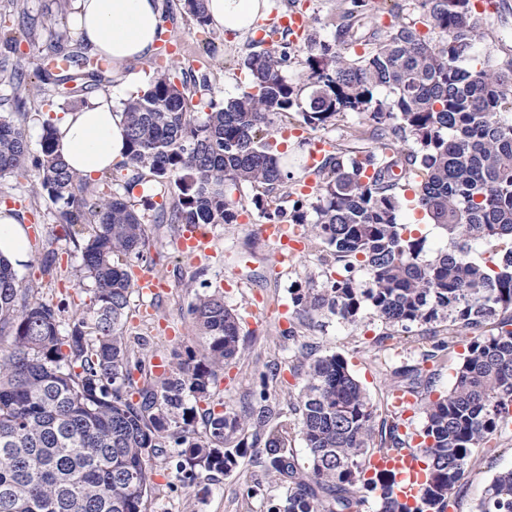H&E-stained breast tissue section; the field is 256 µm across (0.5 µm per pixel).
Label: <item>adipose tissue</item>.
<instances>
[{
    "label": "adipose tissue",
    "instance_id": "adipose-tissue-1",
    "mask_svg": "<svg viewBox=\"0 0 512 512\" xmlns=\"http://www.w3.org/2000/svg\"><path fill=\"white\" fill-rule=\"evenodd\" d=\"M79 36L94 54L108 57L113 68L144 60L155 51L163 24L159 0H74ZM269 8V0H208L212 26L234 35L248 33ZM59 151L67 164L93 180L126 155V121L111 98L63 113L55 123ZM0 258L13 268L31 260L27 228L15 210L0 206Z\"/></svg>",
    "mask_w": 512,
    "mask_h": 512
}]
</instances>
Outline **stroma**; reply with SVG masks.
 I'll return each instance as SVG.
<instances>
[{
  "label": "stroma",
  "mask_w": 512,
  "mask_h": 512,
  "mask_svg": "<svg viewBox=\"0 0 512 512\" xmlns=\"http://www.w3.org/2000/svg\"><path fill=\"white\" fill-rule=\"evenodd\" d=\"M54 0H0V60L8 59L25 77L21 93L0 85V115L18 120L26 134L31 154H38L44 122L54 120L55 108L44 105L43 84L36 69L43 61L50 32L62 34L66 44L82 50L74 13L56 22L54 28L44 24L47 7ZM484 10L486 37L477 45L479 61L500 60L512 55V0H478ZM166 35L176 47L174 59L188 78L207 75L211 97L225 100L247 90L250 77L244 60L251 50L252 35L235 36L217 30L197 33L184 15H176L166 23ZM149 60L127 63L123 73L112 82L89 87L85 100L99 95L112 96L115 103L126 100L131 91L150 75ZM279 150L287 151L288 187L277 188L268 196L270 207L290 208L293 200L286 190L308 183L305 169L311 147L312 131L295 123L292 115H278L271 128ZM252 191L243 186L232 197L244 204L236 223L210 227L212 237L209 255L191 259L180 249L183 234L171 224L151 223L147 226L156 260L154 274L167 283L159 295L133 294L130 306L133 317L128 325L130 336L139 337L149 360H170L173 352H186L194 347V329L188 306L195 293L223 292L225 303L240 315L241 355L226 366L215 390L214 400L235 408L254 402L259 383H266L268 403L274 412L289 413L302 385L291 371L302 348H312L319 355H344L353 375L364 385L376 406L377 417H384L389 396L390 369L419 360L417 350L402 344L386 353L375 345L381 325L371 309H364L359 325L353 326L334 317L326 318L323 327L304 330L294 338L284 337L293 312L289 290L312 281L322 284L327 267L319 246L276 261V247L261 233L262 215L250 208ZM0 205L20 212L29 229L32 260L19 279L33 284L46 301H67L69 312H76L90 299L78 283L82 238L66 236L56 222L58 206L36 190L32 179L0 178ZM54 258L53 275H45V258ZM512 468V426L492 440L474 463L465 485L460 490L459 512H469L480 498L486 481L493 473ZM262 480L264 499L246 496L254 480ZM279 484L265 478L259 460L241 459L238 468L227 475L201 473L196 483L180 482L173 470L158 468L153 478L147 512H267V503L280 496Z\"/></svg>",
  "instance_id": "obj_1"
}]
</instances>
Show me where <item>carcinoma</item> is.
I'll use <instances>...</instances> for the list:
<instances>
[{"label":"carcinoma","instance_id":"carcinoma-1","mask_svg":"<svg viewBox=\"0 0 512 512\" xmlns=\"http://www.w3.org/2000/svg\"><path fill=\"white\" fill-rule=\"evenodd\" d=\"M207 0H180L181 13L207 31ZM419 17L398 13L384 28L373 24V0H344L336 18V47L303 36L282 37L249 55L251 90L226 101L210 99L195 114L178 65L160 69L148 87L123 103L127 165L120 180L110 171L92 185L74 173L43 126L40 154L30 158L25 132L0 117V177H25L34 168L38 188L61 204L58 221L74 236L92 232L81 249L80 273L91 283L90 303L60 330V313L32 284L0 259V512H146L153 489L152 461L178 449L176 478L194 482L196 469L229 474L248 455L265 457L283 488L268 512H360L363 492H379L380 512H448L459 507V487L476 449L512 424V57L468 65L485 37L474 0H415ZM427 28L418 29L417 24ZM51 56L70 63L66 75L39 69L44 84L86 89L108 79L110 63L92 60L50 34ZM305 54L303 86L283 75ZM296 112L311 128L334 125L353 112L365 124L350 126L370 148L327 152L312 174L316 201H298L265 219L308 226L309 242L341 266L318 286L290 291L300 325H323L334 316L361 321L364 308L381 322L375 344L415 341L428 346L422 361L391 371V394L412 396L425 424L416 433L427 482L411 506L400 502L387 475L364 478V462L381 448H399L410 432L403 408L375 427V409L343 355L303 354L305 383L298 396L301 419H272L267 380L255 394L260 408L211 407L224 367L240 353L236 314L218 292L195 294L188 313L200 350L161 372L146 363L127 336L134 264H155L138 205L159 224H233L238 202L228 191L288 183L271 117ZM174 186L171 200L156 204L134 190L144 174ZM416 184L417 204L448 234L449 247L427 256L426 238L399 222L400 192ZM483 242L488 262L470 258ZM364 270L368 280L355 277ZM445 323L469 335L453 386L431 398L449 341L437 338ZM206 404L205 431L194 426ZM263 431L264 446L248 443L247 430ZM301 437L307 459L292 448ZM471 512H512V468L497 472Z\"/></svg>","mask_w":512,"mask_h":512}]
</instances>
